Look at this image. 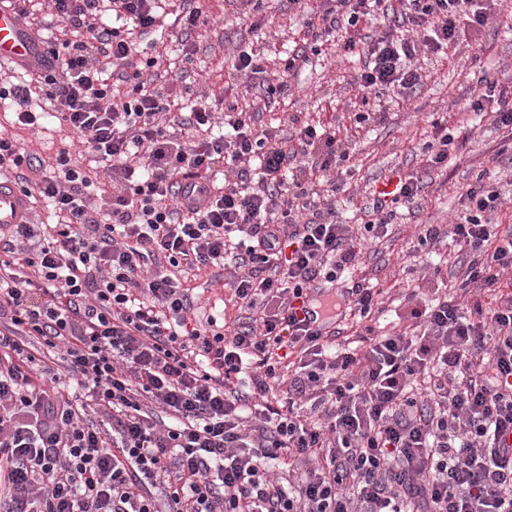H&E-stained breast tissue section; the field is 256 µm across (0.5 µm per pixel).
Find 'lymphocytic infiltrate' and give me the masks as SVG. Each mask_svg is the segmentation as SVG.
Segmentation results:
<instances>
[{
    "label": "lymphocytic infiltrate",
    "instance_id": "lymphocytic-infiltrate-1",
    "mask_svg": "<svg viewBox=\"0 0 512 512\" xmlns=\"http://www.w3.org/2000/svg\"><path fill=\"white\" fill-rule=\"evenodd\" d=\"M169 0H54L81 32L51 48L23 84L0 85L19 125L38 124L43 91L89 152L112 171L107 213L88 200L91 181L60 152L52 173L0 136V169L16 170L61 216L0 233V512H512V230L486 220L499 194L488 171L466 191L448 236L470 260L451 294L412 307L404 330L375 334L381 291L351 279L359 246L384 238L393 205L412 200L414 174L379 193L367 222L318 211L307 176L350 158L336 131L300 125L296 146L257 130L224 103L214 134L208 104L175 112L131 66L138 34L155 28ZM396 17L375 36L361 18ZM488 21L483 0H321L309 22L310 53L333 33L364 56L357 83L381 121L386 92L422 75L409 63L457 44ZM122 70V94L93 67V51ZM470 107L512 128V97L486 83ZM198 184L182 189L185 176ZM315 209V219L298 215ZM251 320L218 330L192 315L181 272L220 267ZM350 281L344 297L364 328L338 339L311 328L300 309L313 283ZM492 305L462 311L471 288ZM58 355L62 373L41 364ZM84 391L77 406L72 387ZM172 418L157 428L145 401ZM104 409L108 428L90 423ZM310 461L289 487L269 461Z\"/></svg>",
    "mask_w": 512,
    "mask_h": 512
}]
</instances>
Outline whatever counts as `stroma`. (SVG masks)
Wrapping results in <instances>:
<instances>
[{
	"label": "stroma",
	"instance_id": "35a3bbf8",
	"mask_svg": "<svg viewBox=\"0 0 512 512\" xmlns=\"http://www.w3.org/2000/svg\"><path fill=\"white\" fill-rule=\"evenodd\" d=\"M200 4L209 16L207 26L187 33L170 14L164 19L162 35L143 40V54L159 60L153 81L156 91L182 107L226 98L254 105L257 125L278 128L286 138L295 131L286 121L292 114L301 122L327 128L343 130L352 125L355 113L363 108L354 85L362 58L331 50L312 57L307 67L289 76L287 97L277 96L268 103L260 90L246 86L231 70L233 53L253 50L263 53L270 74H277L281 60L304 46L309 15L301 5L294 0H262L258 16L264 26L255 32L231 0H200ZM493 10L494 19L469 31L466 41L421 61V84L407 95H394L387 119L353 140L350 154L355 174L344 189L333 190L325 178L315 185L319 196L331 203L338 221L357 224L374 191L389 176L413 173L421 181L418 195L397 206L388 237L364 247L355 272L383 290L380 326L406 319L408 291L431 272L427 252L414 248L417 225L445 227L457 221L465 209L463 195L479 171L489 170L500 196L488 221L497 233L512 230V149L504 147L512 130L468 107L479 84L493 82L498 88L512 89V29L507 26L512 20V0H498ZM184 44L194 52L193 64L180 60ZM42 106L50 119L38 130L17 129L13 114L0 108V134L12 135L27 154L45 162L59 150H67L104 189H111L106 167L93 162L82 138L53 118L51 101H43ZM440 117L446 119L455 146L447 164L431 167L425 161L424 145L433 139V121ZM187 278L200 315L228 321L240 318L224 285L223 269L192 271Z\"/></svg>",
	"mask_w": 512,
	"mask_h": 512
}]
</instances>
